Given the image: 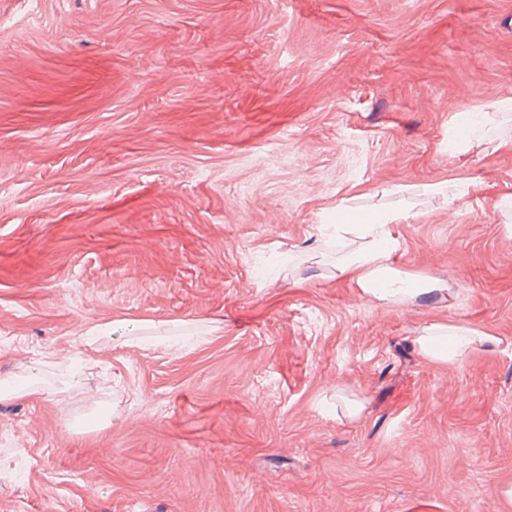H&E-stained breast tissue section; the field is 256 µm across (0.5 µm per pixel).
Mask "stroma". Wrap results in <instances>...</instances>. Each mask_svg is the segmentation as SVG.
<instances>
[{"instance_id":"35a3bbf8","label":"stroma","mask_w":512,"mask_h":512,"mask_svg":"<svg viewBox=\"0 0 512 512\" xmlns=\"http://www.w3.org/2000/svg\"><path fill=\"white\" fill-rule=\"evenodd\" d=\"M506 96L512 0H0V512H512V144L448 147ZM342 211H357L347 207L336 208V231L356 229L362 238H368L366 245L347 253L336 265L338 275L355 282L369 299L381 303L414 302L424 295L439 290L435 284L418 278L402 275L392 267L391 253L394 240L388 230L393 224L405 218L402 208L369 211L366 219L356 221L343 220L348 216L359 217L360 214H345ZM495 342L494 336L473 328L433 322L417 338L416 345L419 353L431 362L448 363Z\"/></svg>"}]
</instances>
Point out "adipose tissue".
<instances>
[{"label": "adipose tissue", "instance_id": "adipose-tissue-1", "mask_svg": "<svg viewBox=\"0 0 512 512\" xmlns=\"http://www.w3.org/2000/svg\"><path fill=\"white\" fill-rule=\"evenodd\" d=\"M403 209L370 212L367 218L337 220L340 231L356 229L366 245L347 253L336 267L338 275L355 282L369 299L381 303L413 302L435 291V284L396 271L391 263L393 240L388 227L404 218ZM493 338L472 328L435 322L416 340L417 349L428 360L446 363L470 354Z\"/></svg>", "mask_w": 512, "mask_h": 512}]
</instances>
